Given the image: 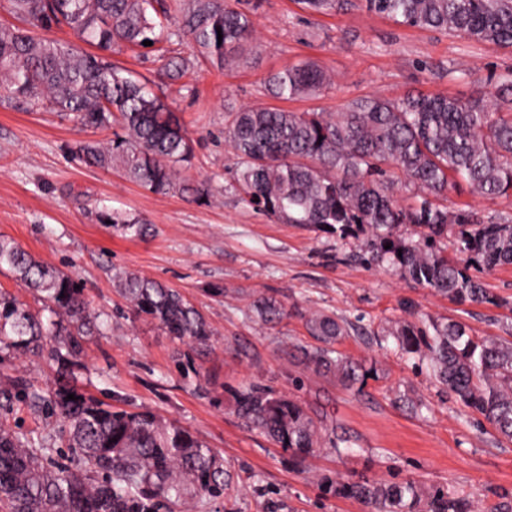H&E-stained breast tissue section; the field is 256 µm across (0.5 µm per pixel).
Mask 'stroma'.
I'll use <instances>...</instances> for the list:
<instances>
[{
    "label": "stroma",
    "mask_w": 512,
    "mask_h": 512,
    "mask_svg": "<svg viewBox=\"0 0 512 512\" xmlns=\"http://www.w3.org/2000/svg\"><path fill=\"white\" fill-rule=\"evenodd\" d=\"M229 3L255 24L235 67L204 58L186 36L158 49L122 45L111 56L177 113L194 147L184 175L209 185V201L156 194L122 171L85 164L74 144L111 138V130L86 129L49 104L33 108L2 94L0 238L82 282L86 312L98 324L82 354L91 394L115 408L150 409L223 457L230 488L198 512H368L324 493L325 477L410 478L493 512L502 494H512V443L379 336L399 322L432 320L463 322L476 336H512V267L482 276L505 306L459 305L372 261L354 240L259 214L241 200L224 129L230 113L246 106L339 112L355 99L396 101L411 90L465 101L492 92L490 75L512 70V48L400 25L363 0L330 15L307 14L296 0ZM301 60L317 63L331 85L312 98L275 97L269 76ZM177 63L186 68L179 78ZM103 211L145 222V234L101 223ZM119 271L179 290L210 322V346L192 350L136 316L115 287ZM262 297L281 301L288 317L265 322L253 307ZM405 301L412 312L402 309ZM311 309L349 323L338 349L369 368L362 389L307 366L302 350L313 340L302 315ZM55 370L0 347V391L17 380L47 389ZM249 384L316 408L349 437V453L324 447L293 464L238 417L235 392Z\"/></svg>",
    "instance_id": "35a3bbf8"
}]
</instances>
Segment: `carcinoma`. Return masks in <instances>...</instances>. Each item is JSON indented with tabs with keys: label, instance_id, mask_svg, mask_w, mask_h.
<instances>
[{
	"label": "carcinoma",
	"instance_id": "carcinoma-1",
	"mask_svg": "<svg viewBox=\"0 0 512 512\" xmlns=\"http://www.w3.org/2000/svg\"><path fill=\"white\" fill-rule=\"evenodd\" d=\"M22 25L0 24V92L31 106L48 100L83 126H118L106 146L76 143L72 153L103 169L119 168L157 193L208 199L210 188L184 176L193 145L167 103L114 67L103 53L119 45L141 47L186 34L201 53L222 64L247 43L253 19L228 0H179L174 16L161 0H10ZM309 14L343 11L351 0H298ZM368 10L410 27L512 47V0H365ZM68 28L102 51L92 54L38 35ZM495 94L466 101L445 95L409 94L397 101H351L342 112H289L244 107L229 114L225 136L237 162L235 180L244 202L287 224L353 238L378 263L386 262L416 284L459 305L499 306L476 273L512 265V215L482 216L471 208L448 210V186L465 184L488 197H512V70L491 77ZM316 63L302 61L272 75L270 91L294 99L326 88ZM419 188L406 205L393 195L387 169ZM403 224L416 238L397 235ZM453 237L457 258L445 255ZM391 248H386V245ZM0 269L66 317L44 324L12 294L0 291V344L8 343L58 367L51 388L16 381L0 393V409L22 403L66 426L67 462L57 459L50 434L34 437L0 421V508L4 512H159L168 504L224 495L223 459L183 427L147 409L114 408L77 385L84 338L91 335L79 281L0 239ZM134 313L157 322L191 347L209 345L213 329L182 294L134 272L116 276ZM267 322L288 311L272 298L257 302ZM318 346L304 350L313 369L344 387H363L369 370L336 349L349 324L328 311L305 317ZM66 333L47 347L44 338ZM397 352L426 364L431 376L466 408L512 442V340L478 337L459 321L404 323L383 335ZM73 394L76 399L69 400ZM238 415L295 459L330 444L340 455L349 439L323 435L317 411L271 387L235 392ZM326 490L353 498L371 512H476L463 495L424 494L412 479L395 482L341 480Z\"/></svg>",
	"mask_w": 512,
	"mask_h": 512
}]
</instances>
